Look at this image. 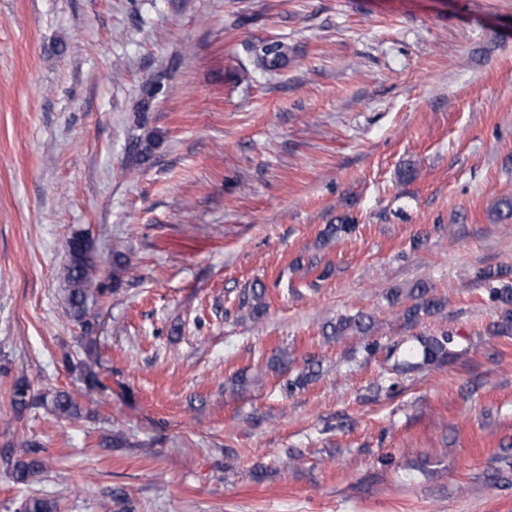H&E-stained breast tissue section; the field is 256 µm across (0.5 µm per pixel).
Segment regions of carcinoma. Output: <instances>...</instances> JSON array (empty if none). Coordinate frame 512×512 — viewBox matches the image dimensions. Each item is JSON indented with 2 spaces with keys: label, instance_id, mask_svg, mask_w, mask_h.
Returning <instances> with one entry per match:
<instances>
[{
  "label": "carcinoma",
  "instance_id": "obj_1",
  "mask_svg": "<svg viewBox=\"0 0 512 512\" xmlns=\"http://www.w3.org/2000/svg\"><path fill=\"white\" fill-rule=\"evenodd\" d=\"M285 57L283 45L278 42H270L261 46L256 53L259 65L273 69L277 67ZM96 268V254L93 244L88 236L83 233L74 234L68 241V263L65 267V280L67 282V303L71 315L82 323L86 332H91L92 322L88 318L87 302L95 295L106 293L104 284L94 277ZM420 302L408 310V315L413 317L421 312L433 314L438 309V303L427 297L428 287L419 284L414 288ZM491 298L499 302L505 308L503 328L512 330V285L501 288H493L490 291ZM265 288H253L245 295L243 304L249 306L250 315L254 319L263 316L266 305L264 302ZM373 327V323L362 315L346 317L330 325V331L324 333L328 339L336 336L353 335L365 336ZM453 344V336L444 333L437 336H429L422 341V358L426 363H442L448 360L450 347ZM320 364L316 360L306 363V366L293 380H288L282 385V391L286 394L294 392L298 387L304 386L319 374ZM78 378L87 390L95 391L103 389L98 374L89 366H79ZM12 403L17 413L38 404L50 406V410L66 418L77 419L82 417L83 408L67 392H57L51 397L40 396L35 393L30 383L19 378L13 387ZM43 448L36 440H29L25 448H4L0 450V457L6 465V475L16 484H25L43 469L41 453ZM57 502L49 497L31 495L21 503V512H57Z\"/></svg>",
  "mask_w": 512,
  "mask_h": 512
}]
</instances>
